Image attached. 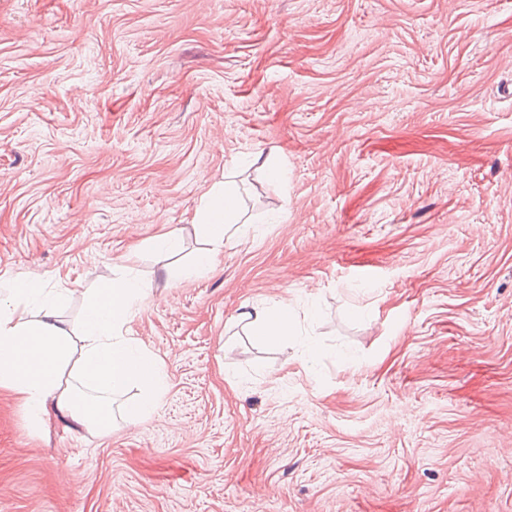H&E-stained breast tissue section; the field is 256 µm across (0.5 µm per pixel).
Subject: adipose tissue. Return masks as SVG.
I'll return each instance as SVG.
<instances>
[{
    "instance_id": "1",
    "label": "adipose tissue",
    "mask_w": 512,
    "mask_h": 512,
    "mask_svg": "<svg viewBox=\"0 0 512 512\" xmlns=\"http://www.w3.org/2000/svg\"><path fill=\"white\" fill-rule=\"evenodd\" d=\"M240 210V196L229 182L214 183L197 213L196 230L206 246L192 273L211 269ZM56 291L38 278L0 286V390L12 392L34 420L48 406L87 430L112 429V412L141 421L153 413L169 386L163 363L129 334L134 308L146 294L129 273L97 289L79 327L64 324ZM240 322L260 339L287 340L297 333V315L288 302L254 307ZM142 392L129 401L131 385Z\"/></svg>"
}]
</instances>
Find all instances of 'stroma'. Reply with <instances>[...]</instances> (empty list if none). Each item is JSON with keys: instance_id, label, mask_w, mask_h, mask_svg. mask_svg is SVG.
<instances>
[{"instance_id": "1", "label": "stroma", "mask_w": 512, "mask_h": 512, "mask_svg": "<svg viewBox=\"0 0 512 512\" xmlns=\"http://www.w3.org/2000/svg\"><path fill=\"white\" fill-rule=\"evenodd\" d=\"M227 179L250 239L182 279ZM130 257L167 392L0 391V512H512V0H0V279L74 327ZM239 320L249 327L252 336L263 340L284 341L297 333V315L288 300L280 302L274 309L252 307L241 312Z\"/></svg>"}]
</instances>
